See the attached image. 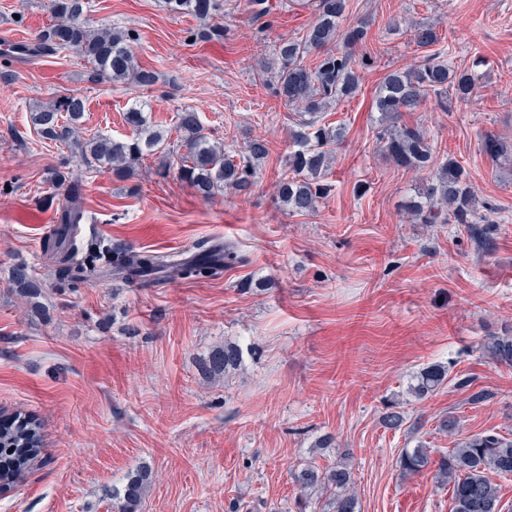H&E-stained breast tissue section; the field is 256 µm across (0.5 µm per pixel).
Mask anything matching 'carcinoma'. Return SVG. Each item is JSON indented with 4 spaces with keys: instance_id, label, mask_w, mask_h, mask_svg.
Wrapping results in <instances>:
<instances>
[{
    "instance_id": "cac0c4a2",
    "label": "carcinoma",
    "mask_w": 512,
    "mask_h": 512,
    "mask_svg": "<svg viewBox=\"0 0 512 512\" xmlns=\"http://www.w3.org/2000/svg\"><path fill=\"white\" fill-rule=\"evenodd\" d=\"M171 13H188L203 21L202 27L190 32L193 40H221L226 35L224 0H164ZM315 18L306 32L297 38H282L275 46L272 61L260 65L265 81L274 94L297 112L289 128L291 150L285 159L289 175L278 181L277 195L288 210L308 214L332 191L326 182V170L332 149L344 140V130L324 122L325 112L333 104L356 95L361 72L373 59L360 51L366 44L367 23L348 18V0H313ZM89 0H52L53 24L37 38L34 51L53 53L73 50L91 65L93 76L110 82L126 83L138 88L155 84L153 71L142 68L135 60L133 35L118 27L94 28L86 18ZM413 40L420 48L439 43L435 28L417 24ZM312 62H307L310 54ZM475 60L472 67L459 68L448 63L445 50L424 57L410 69L389 72L375 98L379 114L378 139L384 142L388 157L407 169L428 172L418 199L409 210L423 224H467L469 231L485 234L484 224H493L495 207L480 201L466 169L455 159L432 168L433 149L425 129L402 120L405 112L416 111L427 98L446 112L448 104H467L479 87ZM146 102L134 98L125 112L132 136L117 140L107 136L80 138L85 99L75 94L58 96L31 112L39 135L48 140L75 146L81 155L98 165L108 166L119 178L126 177L148 155H158L160 177L171 169V150L167 135L148 123ZM176 130L185 153L178 156V173L182 180L204 197L218 189L247 193L255 182L256 163L268 155L262 137L253 138L238 157L210 140L200 114L193 108L178 113ZM485 154L493 160L512 158V143L488 135L484 138ZM48 182L58 191L57 227L43 242V251L55 257L59 274L79 278L86 274L111 275L131 285L148 287L166 277L211 279L224 270L245 263V257L233 246L197 242L187 255H158L135 251L98 241L87 256L78 258L73 234L84 221L78 185L68 172L58 168L48 173ZM14 285L21 293L34 297L40 287L29 279L25 269L13 273ZM482 351L498 362L512 365V336H492L480 344ZM242 361L241 349L232 344L215 354L209 370L228 373ZM448 384V367L431 364L420 370L413 393L424 398ZM379 424L398 431L407 421L399 404L385 405ZM41 453V435L34 421L19 418L9 431L0 430V459L9 455L17 461L15 474L30 468ZM400 471L415 475L435 469V475L452 487L451 512H503L499 488L489 477L512 476V439L496 432L475 435L457 442L456 447L433 458L420 445L404 448L396 459ZM293 483L301 491L299 509L305 510L307 498L318 494L325 498L327 512H358V497L353 467L338 464L326 470L307 466L291 472ZM149 483L147 472L139 470L128 476L122 489L115 492V512H139Z\"/></svg>"
}]
</instances>
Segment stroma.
I'll return each mask as SVG.
<instances>
[{
  "label": "stroma",
  "instance_id": "1",
  "mask_svg": "<svg viewBox=\"0 0 512 512\" xmlns=\"http://www.w3.org/2000/svg\"><path fill=\"white\" fill-rule=\"evenodd\" d=\"M270 4L263 23L245 0H224V40L191 43L198 20L163 0H90L91 26L135 35L138 64L157 75L147 89L92 80L71 51L13 66L0 58V415L33 417L43 439L38 462L0 486V512H114L113 489L142 467L141 512H293L290 470L343 460L361 512H450L448 486L430 471L403 474L400 450L512 435V366L480 349L488 336H512V161L482 150L488 134L512 142V0H349L351 19L369 23L374 63L357 96L327 113L346 137L333 152V190L309 215L276 197L295 114L258 73L280 37L303 34L313 7ZM51 22V0H0V31L33 40ZM415 23L444 38L452 66L486 61L469 105L428 103L403 119L426 129L435 162L456 159L495 207L488 249L465 225L408 213L424 177L377 139L372 102L385 74L426 54ZM65 94L85 98L87 136L128 135L123 114L137 97L155 124L174 128L191 107L224 148L260 136L269 153L246 198L202 199L177 172L156 175L151 156L119 179L34 130L31 110ZM60 165L82 190L77 246L103 238L169 254L210 239L233 245L245 265L153 288L60 278L42 249L57 226L46 174ZM23 265L38 298L12 282ZM228 342L242 350L240 369L206 370ZM431 363L449 366V382L416 399L407 387ZM477 392L484 400L472 401ZM391 401L407 416L395 433L378 422ZM448 415L456 434L439 428Z\"/></svg>",
  "mask_w": 512,
  "mask_h": 512
}]
</instances>
